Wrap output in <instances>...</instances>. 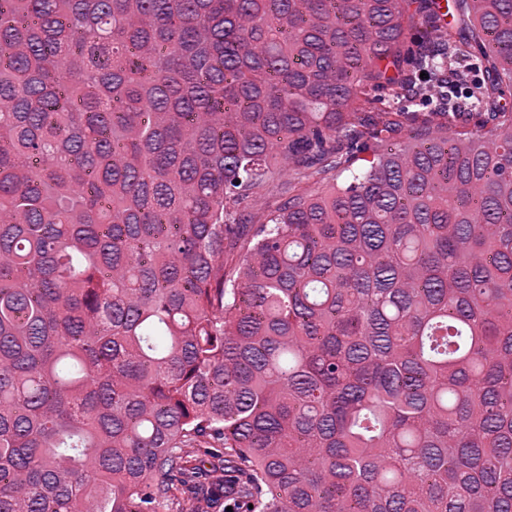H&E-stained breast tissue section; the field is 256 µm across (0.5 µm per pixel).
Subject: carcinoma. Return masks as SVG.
Returning <instances> with one entry per match:
<instances>
[{"label": "carcinoma", "mask_w": 512, "mask_h": 512, "mask_svg": "<svg viewBox=\"0 0 512 512\" xmlns=\"http://www.w3.org/2000/svg\"><path fill=\"white\" fill-rule=\"evenodd\" d=\"M449 12L0 0V512H512V0Z\"/></svg>", "instance_id": "obj_1"}]
</instances>
